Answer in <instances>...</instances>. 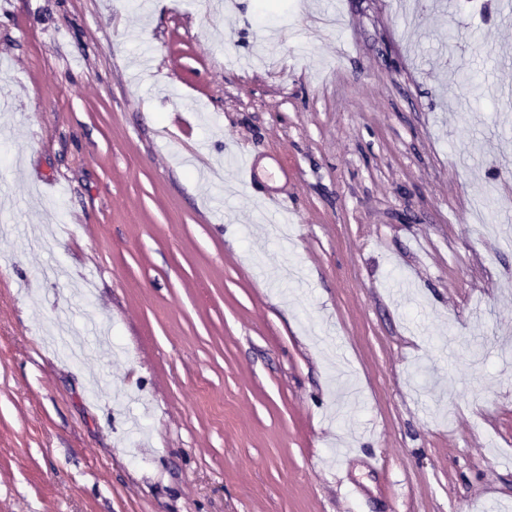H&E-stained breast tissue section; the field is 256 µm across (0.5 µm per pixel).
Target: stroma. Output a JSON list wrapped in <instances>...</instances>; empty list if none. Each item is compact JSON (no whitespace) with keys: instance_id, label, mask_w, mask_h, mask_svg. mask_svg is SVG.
<instances>
[{"instance_id":"obj_1","label":"stroma","mask_w":512,"mask_h":512,"mask_svg":"<svg viewBox=\"0 0 512 512\" xmlns=\"http://www.w3.org/2000/svg\"><path fill=\"white\" fill-rule=\"evenodd\" d=\"M478 198L496 0H0V512H512Z\"/></svg>"}]
</instances>
